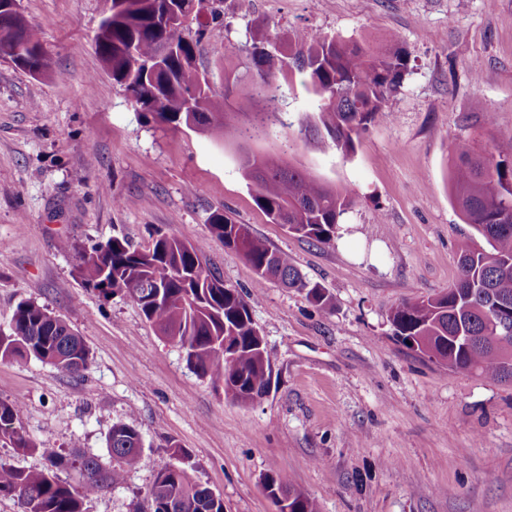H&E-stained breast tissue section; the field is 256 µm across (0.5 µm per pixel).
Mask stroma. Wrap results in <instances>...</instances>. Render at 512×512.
I'll return each mask as SVG.
<instances>
[{
  "mask_svg": "<svg viewBox=\"0 0 512 512\" xmlns=\"http://www.w3.org/2000/svg\"><path fill=\"white\" fill-rule=\"evenodd\" d=\"M51 64L35 79L0 60V327L18 302L47 307L83 337L75 377L36 359L0 361V400L16 402L37 450L0 459L44 469L41 448L111 467L112 426H134L142 464L86 503L87 512H150L149 490L172 446L224 512H277L273 476L320 512H512V381L452 372L406 348L390 311L445 292L464 240L484 246L451 199L459 144L512 139V0H214L195 64L224 93V52L312 31L356 41L393 38L409 71L343 156L306 125L317 99L286 90L283 126L218 141L138 111L95 47L107 0H20ZM479 72H472V65ZM273 152L358 195L344 216L352 240L321 245L270 223L239 165ZM221 212L287 253L324 286L328 306L251 266L211 232ZM200 245L209 268L248 297L272 364L268 395L241 404L199 376L137 305L84 288V250L119 237Z\"/></svg>",
  "mask_w": 512,
  "mask_h": 512,
  "instance_id": "1",
  "label": "stroma"
}]
</instances>
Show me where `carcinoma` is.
<instances>
[{
  "instance_id": "obj_1",
  "label": "carcinoma",
  "mask_w": 512,
  "mask_h": 512,
  "mask_svg": "<svg viewBox=\"0 0 512 512\" xmlns=\"http://www.w3.org/2000/svg\"><path fill=\"white\" fill-rule=\"evenodd\" d=\"M119 11L95 37L97 53L113 80L154 121L184 125L213 139L228 135L240 104L249 107L239 122V136L261 139L281 122L283 84L300 73L319 100L318 119L336 149L348 156L355 138L402 85L407 54L392 40L360 44L316 34L283 45L265 40L253 45L252 73L224 68V107H219L208 80L195 67L197 42L185 34L186 23L199 19L197 0H110ZM37 30L19 15L0 22V54L49 72ZM451 195L465 223L481 235L489 249H460L458 273L448 291L405 301L389 316L393 335L455 372H478L487 378H512V141L486 155L469 145L456 150ZM244 177L256 187L255 203L273 224L320 244H329L338 224L356 203L343 185H330L283 161L278 154L240 157ZM210 227L224 247L241 255L257 282L277 279L305 293L318 305L328 302L326 289L304 278L288 255L271 249L250 227L226 215H211ZM211 269L202 247L161 237L141 251L114 237L91 248L77 275L85 287L107 300L122 294L133 300L144 319L166 339L188 344L187 361L203 377L224 384V394L252 403L267 393L272 365L267 346L254 323L249 302L234 288L205 287ZM463 334L476 337L468 348L455 342ZM35 358L59 372L75 376L89 363L83 337L46 307L19 302L9 330L0 332V360ZM17 403L0 400V443L41 452L53 466L81 470L75 487L50 469L26 470L0 459V497H14L21 512H86L85 502L103 487L124 481L127 471L143 461L140 432L124 423L112 426L107 448L115 465L104 468L93 457L66 461L55 448H41L20 432ZM180 463L160 468L150 489L152 512H224V501L192 477L185 452L174 446ZM269 497L282 494L280 512H319L314 499L270 477Z\"/></svg>"
}]
</instances>
